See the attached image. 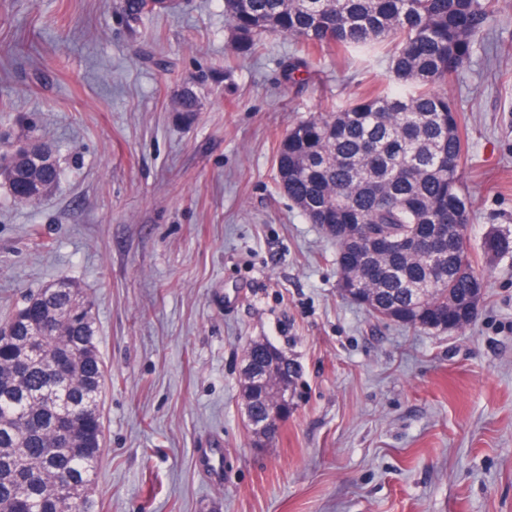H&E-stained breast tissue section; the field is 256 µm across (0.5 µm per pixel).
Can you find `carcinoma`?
I'll return each mask as SVG.
<instances>
[{"label": "carcinoma", "mask_w": 512, "mask_h": 512, "mask_svg": "<svg viewBox=\"0 0 512 512\" xmlns=\"http://www.w3.org/2000/svg\"><path fill=\"white\" fill-rule=\"evenodd\" d=\"M138 21L166 10L156 0H125ZM498 0H224L233 50L252 54L267 34L293 38L304 54L288 58L291 84L311 76L316 49L372 51L387 44L402 82L336 112L296 123L276 150L278 185L312 224L336 240L339 288L376 316L419 330L459 329L476 316L483 282L465 247L469 202L460 169L466 143L445 87L486 49ZM186 86L171 111H197ZM41 158L13 167L14 200L32 204L58 182L49 141ZM362 224L393 242L369 249ZM0 336V512H95L92 497L102 454L100 415L87 406L102 363L93 302L74 281L30 296ZM43 356L25 357L33 325ZM67 400L79 407L71 428L34 398L56 355Z\"/></svg>", "instance_id": "carcinoma-1"}]
</instances>
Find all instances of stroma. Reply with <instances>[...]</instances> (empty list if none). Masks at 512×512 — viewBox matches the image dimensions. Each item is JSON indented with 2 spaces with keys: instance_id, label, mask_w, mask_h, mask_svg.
<instances>
[{
  "instance_id": "35a3bbf8",
  "label": "stroma",
  "mask_w": 512,
  "mask_h": 512,
  "mask_svg": "<svg viewBox=\"0 0 512 512\" xmlns=\"http://www.w3.org/2000/svg\"><path fill=\"white\" fill-rule=\"evenodd\" d=\"M123 0H0V155L54 143L28 206L0 185V321L60 279L94 302L106 368L96 512H512V0L448 87L460 109L466 247L483 278L452 331L377 321L338 286L336 242L280 189L278 140L388 86V56L231 52L223 0L137 24ZM192 86L200 109L169 103ZM299 370L265 446L243 405L252 342ZM220 448L219 477L198 453Z\"/></svg>"
}]
</instances>
